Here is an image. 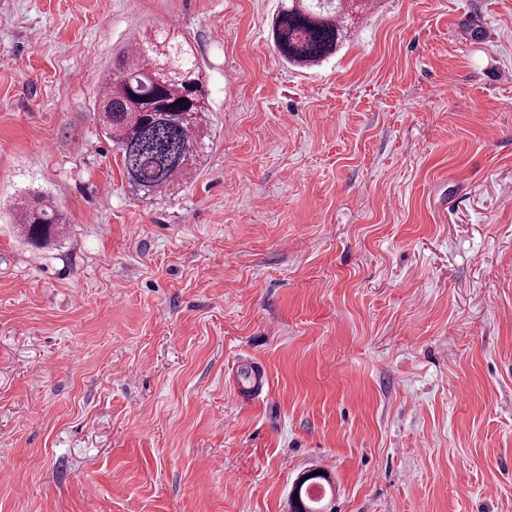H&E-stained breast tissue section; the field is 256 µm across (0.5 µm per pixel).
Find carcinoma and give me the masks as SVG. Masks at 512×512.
Masks as SVG:
<instances>
[{"label":"carcinoma","instance_id":"carcinoma-1","mask_svg":"<svg viewBox=\"0 0 512 512\" xmlns=\"http://www.w3.org/2000/svg\"><path fill=\"white\" fill-rule=\"evenodd\" d=\"M352 19L343 0H287L274 21L273 45L289 65L309 68L332 56ZM104 134L121 154L131 191L143 200L173 194L206 161L210 102L199 59L169 29L135 38L113 63L98 100ZM14 220L32 244L59 235L62 217L42 197L21 198ZM325 476H303L293 487L294 512H320L311 488Z\"/></svg>","mask_w":512,"mask_h":512}]
</instances>
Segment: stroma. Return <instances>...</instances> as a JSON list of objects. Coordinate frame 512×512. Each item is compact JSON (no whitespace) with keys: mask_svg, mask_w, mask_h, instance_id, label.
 I'll return each mask as SVG.
<instances>
[{"mask_svg":"<svg viewBox=\"0 0 512 512\" xmlns=\"http://www.w3.org/2000/svg\"><path fill=\"white\" fill-rule=\"evenodd\" d=\"M278 7L0 0V512H291L312 469L331 512H512V0H378L311 69ZM171 24L211 142L148 203L95 102ZM14 220L20 233L32 244L58 236L62 228V217L54 205L43 197H22L16 205Z\"/></svg>","mask_w":512,"mask_h":512,"instance_id":"1","label":"stroma"}]
</instances>
